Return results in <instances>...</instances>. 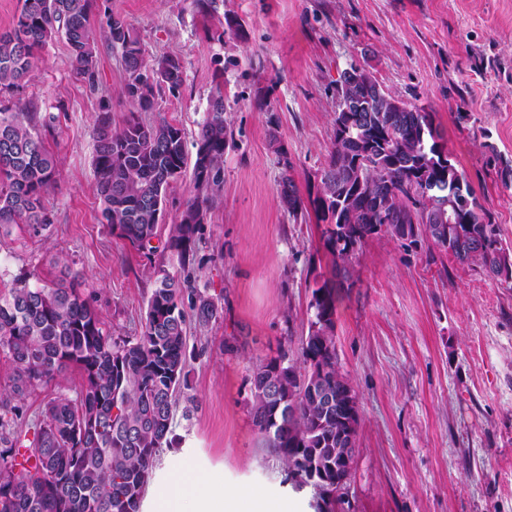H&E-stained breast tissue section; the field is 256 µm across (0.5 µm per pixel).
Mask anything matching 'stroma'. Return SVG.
Listing matches in <instances>:
<instances>
[{"mask_svg": "<svg viewBox=\"0 0 512 512\" xmlns=\"http://www.w3.org/2000/svg\"><path fill=\"white\" fill-rule=\"evenodd\" d=\"M134 28L147 59L179 57L185 82L161 90L159 118L178 124L188 155L215 92L233 143L223 183L204 216L195 285L223 308L189 324L199 352L188 361L165 468L183 452L222 471L229 485L277 488L293 512H316L312 488H296L252 422V366L287 350L297 359L317 282L336 287V350L357 395L355 463L333 512H512V279L425 244L379 234L344 271L313 210L293 218L279 202L290 176L316 194L333 144L336 82L352 64L383 88L431 112L451 161L512 251V0H218L211 15L192 0H110ZM236 17L245 38L225 34ZM15 96L51 125L58 161L53 222L38 237L12 227L0 239V282L79 274L113 336L138 334L152 267L176 271L171 252L146 258L102 217L93 172L100 99L121 127L131 105L118 52L101 49V95L71 73L63 38Z\"/></svg>", "mask_w": 512, "mask_h": 512, "instance_id": "stroma-1", "label": "stroma"}]
</instances>
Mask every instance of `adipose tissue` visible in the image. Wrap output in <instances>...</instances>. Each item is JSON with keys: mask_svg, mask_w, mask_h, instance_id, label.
<instances>
[{"mask_svg": "<svg viewBox=\"0 0 512 512\" xmlns=\"http://www.w3.org/2000/svg\"><path fill=\"white\" fill-rule=\"evenodd\" d=\"M278 494L225 485L220 471L171 463L156 481L142 512H289Z\"/></svg>", "mask_w": 512, "mask_h": 512, "instance_id": "obj_1", "label": "adipose tissue"}]
</instances>
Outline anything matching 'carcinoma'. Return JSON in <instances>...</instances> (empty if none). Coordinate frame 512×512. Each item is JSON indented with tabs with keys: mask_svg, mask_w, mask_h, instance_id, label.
Masks as SVG:
<instances>
[{
	"mask_svg": "<svg viewBox=\"0 0 512 512\" xmlns=\"http://www.w3.org/2000/svg\"><path fill=\"white\" fill-rule=\"evenodd\" d=\"M99 12L105 21L98 31L91 19ZM57 36L65 38L72 69L92 94L100 91L98 40L120 52L132 110L114 129L110 103L101 100L94 176L106 224L149 257L157 251L152 241L168 193L186 172L188 154L181 127L164 118L147 124L140 113L156 109L157 91L181 88L184 66L172 56L148 64L131 25L100 0H21L16 24L0 31V93L20 88L38 65V51ZM366 116L352 130L344 115L334 118L333 150L320 189L309 199L327 224L323 245L334 260L351 259L380 233L412 245L426 240L482 270L507 259L498 225L480 209L472 186L434 138L430 113L382 100ZM232 142L219 94L200 124L195 193L163 246L176 255L179 271L153 270L138 335L112 336L93 295L81 292L75 278L67 286H32L16 278L0 292V356L11 364L10 396L0 395V512H140L153 465L172 446L175 409L187 386V318L206 327L222 314L192 279L199 224L223 182L224 152ZM57 174L36 113L0 111V237L14 225H24L34 237L48 229ZM432 183L455 188L470 202L460 209L458 223L435 210L423 222V190ZM384 189L396 194L381 218L374 200ZM280 203L294 217L305 209L288 177L280 185ZM309 309L300 359L283 353L253 365L252 420L297 487L316 479L317 512H327L329 497L351 477L354 458L344 463L336 449L357 434L358 418L323 406L318 388H330L348 410L358 402L338 368L336 294L328 282L313 289ZM71 369L81 377L75 396L50 398L27 424L33 438L24 443L17 402Z\"/></svg>",
	"mask_w": 512,
	"mask_h": 512,
	"instance_id": "obj_1",
	"label": "carcinoma"
}]
</instances>
